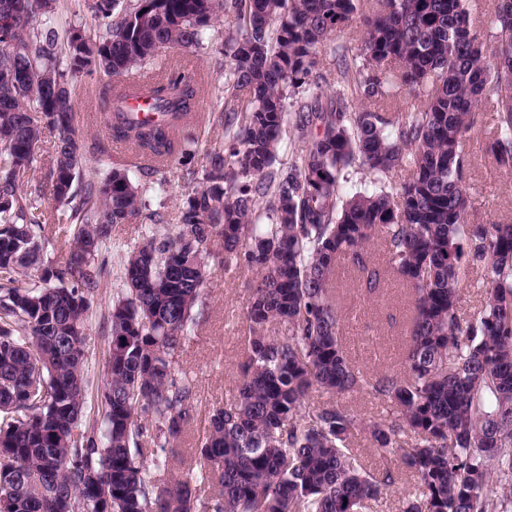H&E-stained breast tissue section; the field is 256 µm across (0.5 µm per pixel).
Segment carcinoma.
<instances>
[{"label":"carcinoma","mask_w":512,"mask_h":512,"mask_svg":"<svg viewBox=\"0 0 512 512\" xmlns=\"http://www.w3.org/2000/svg\"><path fill=\"white\" fill-rule=\"evenodd\" d=\"M16 6L0 24V512H368L394 486L347 448L360 425L313 389L369 391L395 409L365 425L384 457L416 480L402 512H512V224L468 223L467 137L494 113L486 143L512 174V0H492L490 51L464 0H86L103 31L59 41L42 16L53 0ZM234 17L221 112L226 147L194 166L188 128L204 84L172 65L154 81L105 91L112 139L138 161L83 172L71 81L83 71L127 75L161 48L202 43L216 12ZM361 23L364 39L336 54V87L316 69L325 43ZM404 112L378 104L389 89ZM139 95L159 119H139ZM57 131L45 178L44 127ZM291 128L306 142L279 159ZM396 192L345 190L353 165L381 181L401 162ZM175 163L201 189L171 234L124 251L123 288L108 307L107 381L88 399L83 349L105 279L112 229L158 223L130 169ZM50 189L57 207L44 206ZM54 236L60 257L44 254ZM382 241L385 264L366 247ZM255 270L233 402L210 412L198 472L161 478L168 447L192 420L195 385L176 354L196 322L210 261ZM348 258L375 293L392 272L412 291L401 373L368 376L341 340L332 277ZM485 270L486 307L466 320L459 285ZM284 328L268 333L271 323ZM413 440H401L403 429Z\"/></svg>","instance_id":"cac0c4a2"}]
</instances>
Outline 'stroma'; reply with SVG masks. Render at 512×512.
<instances>
[{"instance_id":"35a3bbf8","label":"stroma","mask_w":512,"mask_h":512,"mask_svg":"<svg viewBox=\"0 0 512 512\" xmlns=\"http://www.w3.org/2000/svg\"><path fill=\"white\" fill-rule=\"evenodd\" d=\"M233 26V17L218 15L198 49L167 54L168 59L183 64L186 74L205 80V94L196 106V119L191 126L196 140L195 163L199 166L206 164L209 152L224 145V129L215 124L211 114L216 108L217 96L224 89V36ZM113 82V77L99 71L80 73L72 81L75 125L82 137L83 162L88 170L98 165V156L91 149L94 143H104L117 159L126 158L129 152L125 144L112 141L100 107L101 91ZM491 128L492 114L483 112L480 132L472 133L465 143L469 157L467 181L476 192L470 216L474 224L512 223V178L502 176L486 152L487 134ZM132 179L135 183L149 185L146 198L151 206L160 207L164 221L151 228L144 224L116 226L115 238L119 244L128 246L137 242L147 230L161 234L177 224L182 199L200 187L199 182L189 178L177 165L151 175L136 172ZM119 264L118 257H110L107 286L95 298L85 329L83 348L91 387L95 390L102 388L107 379V337L102 328V317L113 294L122 286ZM212 271V282L202 297L197 320L177 353L179 368L199 390L202 405L181 439L163 450V457L173 463L194 461L210 411L233 401L240 379L238 364L244 312L256 275L218 265L213 266ZM351 276L347 268H338L335 282L343 315L341 336L347 351L364 371L380 374L399 370L409 334V289L390 276L383 288L369 296L354 286Z\"/></svg>"}]
</instances>
